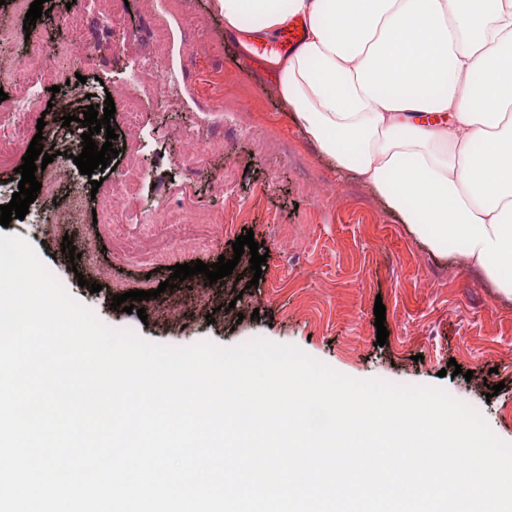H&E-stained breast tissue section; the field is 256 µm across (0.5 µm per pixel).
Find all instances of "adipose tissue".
Masks as SVG:
<instances>
[{
	"label": "adipose tissue",
	"mask_w": 512,
	"mask_h": 512,
	"mask_svg": "<svg viewBox=\"0 0 512 512\" xmlns=\"http://www.w3.org/2000/svg\"><path fill=\"white\" fill-rule=\"evenodd\" d=\"M269 35L302 22L278 91L300 131L436 252L512 296V0H219Z\"/></svg>",
	"instance_id": "obj_1"
}]
</instances>
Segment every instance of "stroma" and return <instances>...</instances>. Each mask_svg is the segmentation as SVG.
I'll list each match as a JSON object with an SVG mask.
<instances>
[{
	"mask_svg": "<svg viewBox=\"0 0 512 512\" xmlns=\"http://www.w3.org/2000/svg\"><path fill=\"white\" fill-rule=\"evenodd\" d=\"M14 2L0 5V33L7 35L0 67L36 68L51 59L65 83L59 93L42 92L9 164L0 166V205L18 190L15 170L34 135L54 138L53 184L41 188L25 218L12 219L7 232L25 239L73 297L105 324L160 344L231 346L262 337L296 345L353 378L439 387L482 412L493 432L512 443V299L458 256L432 253L367 186L320 158L279 98L277 73L227 39L217 0H187L184 13L168 19L164 64L178 74L181 92L162 107L142 94L133 129L125 120L127 96L139 58L149 52L134 36L163 14L166 0H128L117 29L111 6L97 0H49V15L29 31ZM89 11L106 37L76 70L68 52L89 32L75 20ZM190 28L195 46L189 50L184 33ZM117 44L125 47L118 58ZM83 82L93 86L92 99L78 95ZM227 82L248 127L229 137L223 130ZM109 97L119 155L95 189L68 153L84 132L79 115ZM64 116L70 126L61 124ZM190 130L206 134L210 144L207 163L194 168L185 164L183 135ZM129 167L133 188L116 205L130 222L118 241L93 213L109 195L114 169ZM223 177L234 183L232 197L220 188ZM337 185L344 192L330 199ZM172 206L198 219L194 237L176 241V228L166 221ZM247 228L268 253L254 287L247 284L248 257H235L232 248ZM66 237L78 259L62 254ZM221 257L238 258L232 275L209 288L198 274L161 291L142 301L147 319L111 307L114 295L158 289L170 266ZM93 282L100 292L90 291ZM378 302L389 331L381 347L375 343ZM467 370L472 378H464ZM489 385L499 386L498 396H485Z\"/></svg>",
	"mask_w": 512,
	"mask_h": 512,
	"instance_id": "obj_1",
	"label": "stroma"
}]
</instances>
